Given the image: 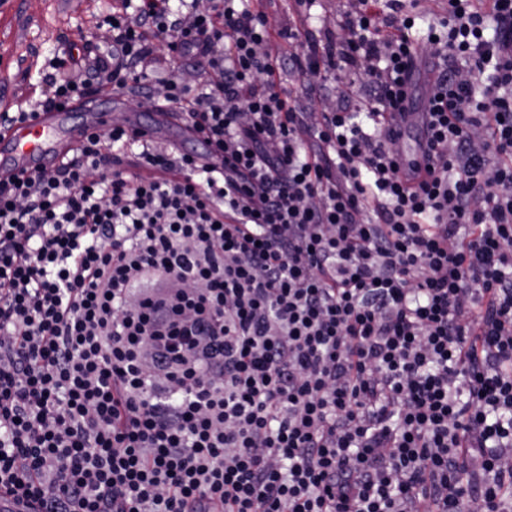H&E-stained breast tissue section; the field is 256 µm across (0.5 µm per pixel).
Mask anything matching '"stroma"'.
<instances>
[{"mask_svg":"<svg viewBox=\"0 0 512 512\" xmlns=\"http://www.w3.org/2000/svg\"><path fill=\"white\" fill-rule=\"evenodd\" d=\"M112 0H9L0 13V97L38 86L67 43L92 38Z\"/></svg>","mask_w":512,"mask_h":512,"instance_id":"35a3bbf8","label":"stroma"}]
</instances>
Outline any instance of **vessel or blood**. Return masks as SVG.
I'll return each instance as SVG.
<instances>
[{
  "label": "vessel or blood",
  "instance_id": "obj_1",
  "mask_svg": "<svg viewBox=\"0 0 512 512\" xmlns=\"http://www.w3.org/2000/svg\"><path fill=\"white\" fill-rule=\"evenodd\" d=\"M101 97L112 99V89L106 86L99 93L85 97L83 120L78 124L68 123L63 110L42 108L31 120L0 130V180L61 162L87 135L107 127L110 115L99 107L97 100ZM426 120L424 112H408L397 127L399 160L404 169L418 166L428 149L426 140L415 134L416 128ZM128 127L144 145L164 132L169 133V142L176 147L193 136L188 124L168 108L153 109L152 119L147 124L132 118Z\"/></svg>",
  "mask_w": 512,
  "mask_h": 512
}]
</instances>
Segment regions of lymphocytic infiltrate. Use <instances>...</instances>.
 <instances>
[{"mask_svg": "<svg viewBox=\"0 0 512 512\" xmlns=\"http://www.w3.org/2000/svg\"><path fill=\"white\" fill-rule=\"evenodd\" d=\"M198 3L114 0L95 62L51 59L0 112L108 82L224 156L115 122L0 182V490L37 512H512V0H450L422 39L407 0H348L337 30L288 28L287 59L248 0ZM418 57L413 187L386 122Z\"/></svg>", "mask_w": 512, "mask_h": 512, "instance_id": "lymphocytic-infiltrate-1", "label": "lymphocytic infiltrate"}]
</instances>
